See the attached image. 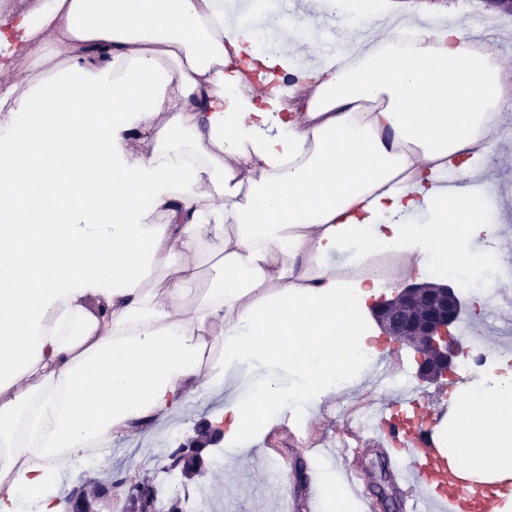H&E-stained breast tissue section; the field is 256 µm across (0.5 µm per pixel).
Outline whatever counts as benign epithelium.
<instances>
[{
    "label": "benign epithelium",
    "mask_w": 512,
    "mask_h": 512,
    "mask_svg": "<svg viewBox=\"0 0 512 512\" xmlns=\"http://www.w3.org/2000/svg\"><path fill=\"white\" fill-rule=\"evenodd\" d=\"M463 311V298L455 288L415 279L382 296L371 307L372 316L385 339L414 351L416 376L422 382H439L452 375L464 353L455 337V326ZM224 438V424L204 422L193 428V436L168 457L165 467L176 471L199 458L201 449ZM157 492L135 484L129 491L128 512H156Z\"/></svg>",
    "instance_id": "benign-epithelium-1"
}]
</instances>
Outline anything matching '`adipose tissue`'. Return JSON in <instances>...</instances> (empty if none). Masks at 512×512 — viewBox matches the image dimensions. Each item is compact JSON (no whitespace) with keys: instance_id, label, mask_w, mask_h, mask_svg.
<instances>
[{"instance_id":"1","label":"adipose tissue","mask_w":512,"mask_h":512,"mask_svg":"<svg viewBox=\"0 0 512 512\" xmlns=\"http://www.w3.org/2000/svg\"><path fill=\"white\" fill-rule=\"evenodd\" d=\"M319 9L337 51L249 0H36L0 20V512H60L90 449L231 372L237 451L356 388L381 260L465 280L503 264L480 184L512 110L499 39L388 6L358 36L337 0ZM439 441L463 479L512 485L511 366L454 394Z\"/></svg>"}]
</instances>
